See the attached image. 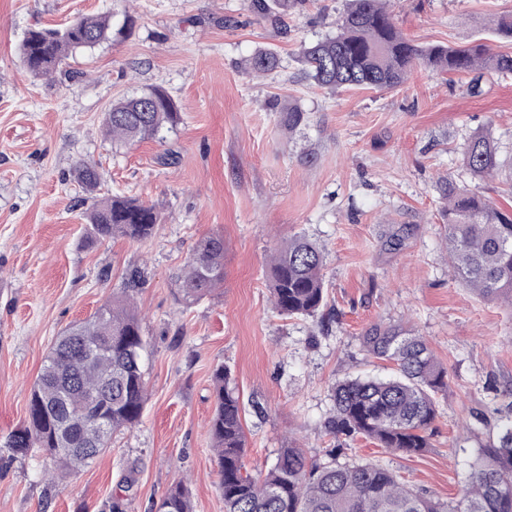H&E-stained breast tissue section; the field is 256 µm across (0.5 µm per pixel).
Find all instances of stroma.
I'll return each mask as SVG.
<instances>
[{"mask_svg":"<svg viewBox=\"0 0 512 512\" xmlns=\"http://www.w3.org/2000/svg\"><path fill=\"white\" fill-rule=\"evenodd\" d=\"M346 0H306L287 32L259 20L248 0H128L135 23L123 38L67 60L65 75L37 78L23 66L28 30L111 11L112 0H0V512H154L185 480L193 512H224L211 449L212 372L230 369L240 393L245 465L254 475L296 442L328 462L323 429L335 381L386 376L361 344L374 324L426 338L448 369V392L430 446L408 457L359 438L339 460L388 468L424 495L453 500L478 448L497 437L512 404V306L452 280L437 182L452 175L512 210L500 180L462 166L469 137L490 130L512 155V78L412 72L395 90L330 91L304 79L302 47L334 32ZM405 37L428 45L489 37L512 0H390ZM282 67L248 74L256 49ZM159 85L182 119L165 140L133 145L106 137L113 103ZM298 103L301 133L282 136L272 98ZM313 155L301 163V152ZM95 164L102 193L158 204L162 220L143 242H84L86 193L75 178ZM224 237L221 294L184 307L179 278L198 241ZM327 254L331 331L288 319L269 302L267 259L295 233ZM398 233L401 243L386 239ZM141 268L136 295L149 346V398L139 425L75 472L39 450L16 454L10 435L27 418L34 380L55 336L120 294Z\"/></svg>","mask_w":512,"mask_h":512,"instance_id":"1","label":"stroma"}]
</instances>
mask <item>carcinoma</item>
<instances>
[{"label":"carcinoma","mask_w":512,"mask_h":512,"mask_svg":"<svg viewBox=\"0 0 512 512\" xmlns=\"http://www.w3.org/2000/svg\"><path fill=\"white\" fill-rule=\"evenodd\" d=\"M303 0H250L251 10L272 23ZM329 34L300 52L308 80L331 91L401 87L411 72L471 74L468 92L477 94L485 72L512 74V52L493 50L478 39L465 45H418L397 27L386 0H347ZM132 24L128 12L80 16L63 27L28 31L20 46L24 66L36 77L62 71L70 54L122 37ZM495 36L512 42V12L499 16ZM281 67L279 56L255 51L245 68L263 76ZM281 130L293 135L305 122L296 103L273 100ZM181 115L172 96L150 87L112 105L103 126L115 143L153 139L176 128ZM462 164L478 179H496L512 160L502 159L499 146L487 132L470 137ZM76 179L92 193L100 174L91 164L75 169ZM440 216L448 225L445 236L448 266L453 278L480 296L512 303V214L457 184L450 175L439 181ZM88 243L117 237L132 242L151 238L160 224V210L135 197L109 195L93 200L87 215ZM268 288L272 308L290 318H313L326 306V253L305 235L284 241L270 256ZM224 284V237L211 233L199 241L180 280L177 302L193 304ZM141 271L132 268L124 291L112 297L89 319L56 337L31 389L27 420L16 431L10 448L26 453L38 448L63 468L77 471L105 453L91 437L90 419H108L110 433L130 430L140 422L148 401L143 371L147 342L143 338L135 294ZM367 355L393 366L388 378L354 377L332 387L333 410L324 422L327 434L345 442L356 438L406 456L429 447L439 413L438 396L448 391V370L426 339L399 325L374 324L362 336ZM215 408L210 423L213 451L220 469L224 512H512V416L502 419L496 441L478 449L458 496L442 502L423 495L390 470L371 463L317 464L293 443L281 449L274 465L262 476L245 470V434L240 397L230 371L215 369ZM192 512L184 483L170 487L159 508Z\"/></svg>","instance_id":"1"}]
</instances>
